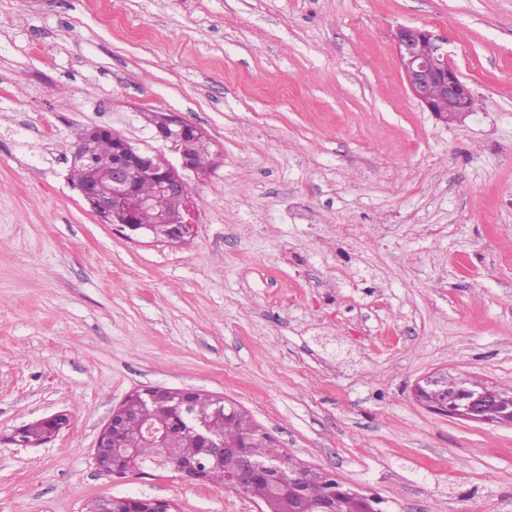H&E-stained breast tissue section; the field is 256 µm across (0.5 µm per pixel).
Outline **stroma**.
Listing matches in <instances>:
<instances>
[{"mask_svg":"<svg viewBox=\"0 0 512 512\" xmlns=\"http://www.w3.org/2000/svg\"><path fill=\"white\" fill-rule=\"evenodd\" d=\"M0 0V512L147 497L258 512L92 450L124 397L193 388L385 512H512V427L442 415L437 373L512 389V0ZM446 38L474 110L409 92L397 26ZM149 30L146 39L132 29ZM67 106H59L56 89ZM213 140L198 229L131 242L71 178L86 129ZM70 425L36 448L18 427ZM155 137L170 144L171 149L179 155L181 170H195L192 148L201 141L210 138L197 126L188 123L175 112H161L152 121Z\"/></svg>","mask_w":512,"mask_h":512,"instance_id":"1","label":"stroma"}]
</instances>
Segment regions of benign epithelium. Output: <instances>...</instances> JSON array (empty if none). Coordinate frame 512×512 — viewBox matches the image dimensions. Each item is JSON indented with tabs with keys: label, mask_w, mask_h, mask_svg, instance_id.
<instances>
[{
	"label": "benign epithelium",
	"mask_w": 512,
	"mask_h": 512,
	"mask_svg": "<svg viewBox=\"0 0 512 512\" xmlns=\"http://www.w3.org/2000/svg\"><path fill=\"white\" fill-rule=\"evenodd\" d=\"M394 42L400 69L414 99L445 123L461 122L469 116L474 94L458 70L448 62V52L443 49L444 39L428 30L402 25L396 28ZM150 125L154 128L155 137L170 144L179 155L180 166H174L158 153L135 147L124 136L115 133L110 189L104 193L99 191L91 178L79 187V191L101 222L116 226L124 237L132 241L150 239L169 244L182 243L196 233L197 205L181 171L195 169L192 148L209 140V137L175 112L159 113ZM93 148V141L86 134H80L72 162H88ZM139 176L153 181L155 190L152 195L137 193L134 180ZM171 197L181 200V208L166 220V226L161 228L139 223L140 211L156 209ZM436 383L447 392L448 405L442 414L512 426V393L484 385L475 386L466 379L438 375L426 379L425 385L417 386L416 396L426 400L427 386ZM125 424L121 408H114L100 431V435L112 440V447H105L99 440L93 448L94 463L107 477L113 476L121 462L134 453V449L122 446ZM196 438L199 456L177 460L171 466L172 470L190 479L201 478L208 466L224 459V448L208 424L198 422ZM283 461V457L275 454L271 456V463L262 466L253 457L241 454L236 472L229 477L225 488L241 492L254 477L260 475L275 483Z\"/></svg>",
	"instance_id": "obj_1"
}]
</instances>
